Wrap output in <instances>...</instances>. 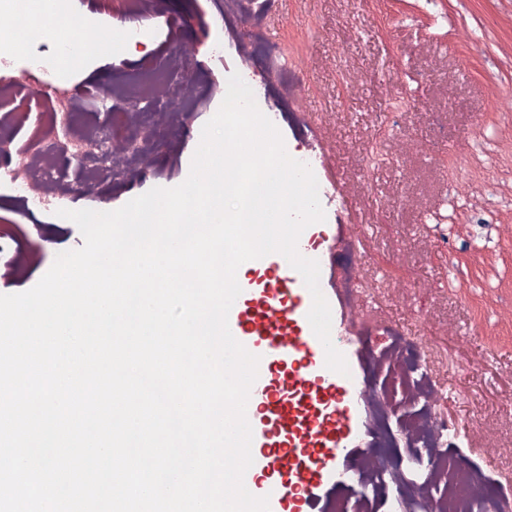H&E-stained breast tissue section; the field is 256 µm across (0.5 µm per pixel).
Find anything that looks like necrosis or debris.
<instances>
[{
  "label": "necrosis or debris",
  "instance_id": "4bbe7bcc",
  "mask_svg": "<svg viewBox=\"0 0 512 512\" xmlns=\"http://www.w3.org/2000/svg\"><path fill=\"white\" fill-rule=\"evenodd\" d=\"M269 0H221L217 18L222 28L235 31L242 22L250 29L242 38L241 77L253 84L257 71L268 82L287 87L288 72L277 67L279 50L262 29ZM91 21L76 12L72 0H0V65L9 66L17 48L53 41L51 57L34 55L17 75L0 83V101L27 89L49 99L50 107L32 134L24 152L12 145L21 122L19 113L0 112V187L14 192L24 209L60 204L72 194H95L99 186L118 175L139 172L152 154L163 122L182 111L194 88L188 70L153 59L122 72L112 94L111 127L91 134L78 129L81 94L67 89L64 80L46 84L40 79L48 68L71 69L82 64L95 48L88 38ZM78 160L83 176L64 180L59 169ZM384 331L387 345L370 352V360L391 367L402 389L394 397L387 387L372 390L362 405L373 421L372 440L380 453L366 457L347 474L356 488L354 498L331 501L328 512H512V477L494 491L474 493L478 475L448 453L449 419L443 395L435 381L436 366L449 357L448 348L431 340L399 335L373 311L351 316L332 343L344 350L350 338ZM407 448L405 463H391L382 449L395 441Z\"/></svg>",
  "mask_w": 512,
  "mask_h": 512
}]
</instances>
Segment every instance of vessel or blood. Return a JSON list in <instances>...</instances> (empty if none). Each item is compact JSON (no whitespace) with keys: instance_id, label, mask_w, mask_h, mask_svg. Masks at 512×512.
I'll list each match as a JSON object with an SVG mask.
<instances>
[{"instance_id":"vessel-or-blood-1","label":"vessel or blood","mask_w":512,"mask_h":512,"mask_svg":"<svg viewBox=\"0 0 512 512\" xmlns=\"http://www.w3.org/2000/svg\"><path fill=\"white\" fill-rule=\"evenodd\" d=\"M263 276L243 285L229 312L233 336L260 358L246 415L253 464L251 494L268 497L270 512L287 501L311 512L326 472L352 445L349 389L325 366V350L307 320L312 295L279 254L258 261Z\"/></svg>"}]
</instances>
